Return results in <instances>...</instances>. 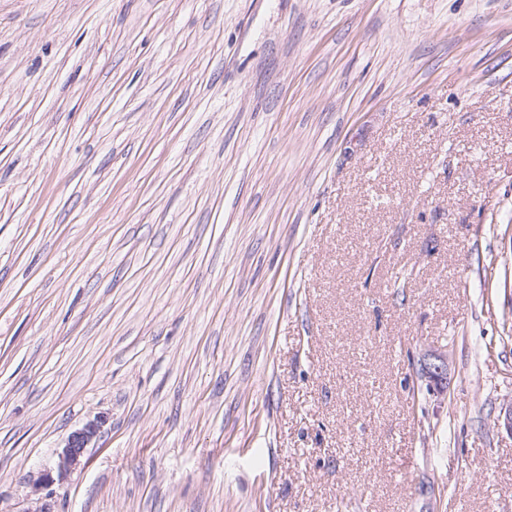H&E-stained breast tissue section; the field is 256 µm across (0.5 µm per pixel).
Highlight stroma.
<instances>
[{"mask_svg":"<svg viewBox=\"0 0 512 512\" xmlns=\"http://www.w3.org/2000/svg\"><path fill=\"white\" fill-rule=\"evenodd\" d=\"M510 400L512 0H0V512H512ZM104 422L101 418L92 420L69 435L59 456L57 467L60 476L77 464L84 455L86 448H89V445L97 437Z\"/></svg>","mask_w":512,"mask_h":512,"instance_id":"obj_1","label":"stroma"}]
</instances>
